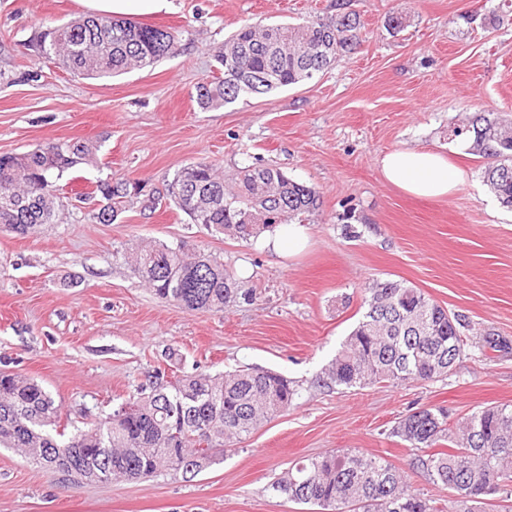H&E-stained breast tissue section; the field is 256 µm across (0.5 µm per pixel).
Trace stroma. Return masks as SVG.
Here are the masks:
<instances>
[{"instance_id": "35a3bbf8", "label": "stroma", "mask_w": 512, "mask_h": 512, "mask_svg": "<svg viewBox=\"0 0 512 512\" xmlns=\"http://www.w3.org/2000/svg\"><path fill=\"white\" fill-rule=\"evenodd\" d=\"M367 40L313 79L202 109L199 83L222 76L216 54L244 24L303 23L335 0H172L139 17L174 33L179 50L112 78L73 75L44 58L54 26L85 17L77 0H0V154L93 141V165L59 181L56 223L21 237L0 232V370L40 381L61 422L112 413L156 367L167 377L269 369L297 384L294 406L216 451L192 477L64 484L0 447V512H313L273 491L296 462L338 449L383 457L413 490L450 491L409 468L391 428L409 411L441 406L450 423L512 405V211L482 181V158L454 154L477 114L512 123V0H350ZM405 19L403 28L389 24ZM447 154L460 171L445 198H418L386 182L390 151ZM214 164L233 185L250 165H274L320 194L304 214L309 245L281 260L190 223L170 200L175 172ZM141 185L100 223L105 181ZM197 244L220 257L253 298L223 312L158 299L124 252L143 241ZM397 280L465 317V353L430 383L345 389L325 369L361 315L366 288ZM506 341L485 350L486 338Z\"/></svg>"}]
</instances>
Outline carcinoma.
I'll return each instance as SVG.
<instances>
[{"label": "carcinoma", "instance_id": "obj_1", "mask_svg": "<svg viewBox=\"0 0 512 512\" xmlns=\"http://www.w3.org/2000/svg\"><path fill=\"white\" fill-rule=\"evenodd\" d=\"M44 53L77 76L107 78L144 69L176 53L175 35L159 27L110 16H88L48 33ZM366 42L356 13L336 4V13L298 25H243L224 43L218 63L224 76L197 87V100L218 107L242 94H263L309 80L336 56ZM473 154L486 160L483 182L512 208V127L479 115L470 125ZM98 145L47 143L33 151L0 155V232L32 235L55 223L63 207L57 180L79 164L96 162ZM106 200L100 218L112 220L129 184L102 182ZM176 207L193 224L249 239L246 219L274 215L291 224L318 207L315 188L274 166H248L236 188L207 163H190L171 182ZM125 263L154 294L189 311L222 312L252 292L224 270V262L183 241L175 247L153 241L124 255ZM364 312L326 368L338 386L387 382H433L449 375L467 346L465 323L421 290L386 280L366 289ZM158 368L149 388L69 436L58 431L59 408L37 380L0 372V447L13 448L53 474H81L89 483L156 477L179 471V460L210 464L224 442L251 434L288 410L297 389L268 370L238 369L190 375L163 383ZM391 435L414 451L410 466L453 493L448 510L416 493L394 464L359 451L336 450L295 464L273 490L322 512H491L492 497L512 512V406H485L458 426L443 408L401 418Z\"/></svg>", "mask_w": 512, "mask_h": 512}]
</instances>
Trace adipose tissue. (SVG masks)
I'll list each match as a JSON object with an SVG mask.
<instances>
[{
    "mask_svg": "<svg viewBox=\"0 0 512 512\" xmlns=\"http://www.w3.org/2000/svg\"><path fill=\"white\" fill-rule=\"evenodd\" d=\"M84 9L101 16H133L169 10L170 0H80ZM382 175L404 192L427 198L451 194L458 174L445 156L426 149H397L380 159Z\"/></svg>",
    "mask_w": 512,
    "mask_h": 512,
    "instance_id": "1",
    "label": "adipose tissue"
}]
</instances>
